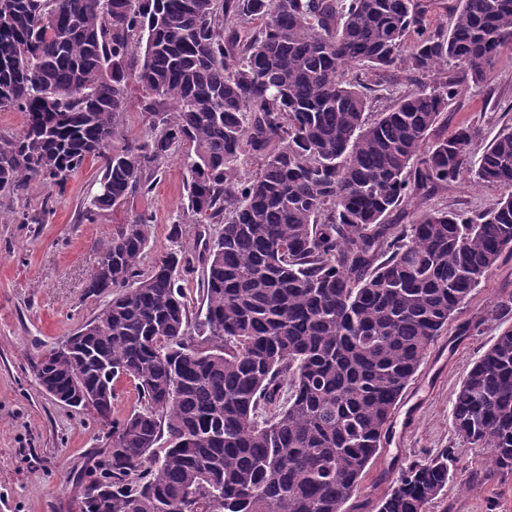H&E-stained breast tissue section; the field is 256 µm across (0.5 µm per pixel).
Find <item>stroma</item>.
<instances>
[{"label": "stroma", "instance_id": "1", "mask_svg": "<svg viewBox=\"0 0 512 512\" xmlns=\"http://www.w3.org/2000/svg\"><path fill=\"white\" fill-rule=\"evenodd\" d=\"M356 76L370 89L374 113L413 87L385 74L360 70ZM510 123L512 49L501 54L486 84L463 90L449 106L444 131L477 127L480 135L471 151L478 155ZM152 133L143 94L131 89L112 148L122 150ZM100 178L99 161L89 159L70 176L65 191L39 180L20 192L0 191V512H79L77 480L109 444V428L93 409L65 406L41 390L34 364L108 303V295L89 294L87 281L113 228L141 215L150 219L151 247L141 264L146 270L167 251L172 225L181 224L189 259L181 284L191 305H198L202 296L201 256L220 227L184 221L189 174L180 157L157 167L149 192L133 193L120 206L84 217ZM498 194L496 187L466 176L429 199L412 200L402 221L415 223L433 208L479 211ZM510 295L512 253H506L474 289L405 390L391 440L367 472L363 494L380 498L401 466L457 446L451 425L454 392L472 362L512 325V313L493 312L495 303ZM471 321L475 329L459 333V324ZM491 499L497 504L492 512H512V479L474 491L449 485L428 512H491Z\"/></svg>", "mask_w": 512, "mask_h": 512}]
</instances>
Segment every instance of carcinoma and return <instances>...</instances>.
<instances>
[{
	"instance_id": "carcinoma-1",
	"label": "carcinoma",
	"mask_w": 512,
	"mask_h": 512,
	"mask_svg": "<svg viewBox=\"0 0 512 512\" xmlns=\"http://www.w3.org/2000/svg\"><path fill=\"white\" fill-rule=\"evenodd\" d=\"M430 14L424 0H0V110L26 117L0 139V190L61 188L94 158L90 217L149 189L150 165L180 150L188 218L222 225L193 319L181 226L142 272L150 220L118 225L87 285L112 299L70 357L39 360L44 392L80 382L77 406L99 415L112 413L115 378L139 390L140 409L112 422L80 481L83 494L112 472L81 512H426L450 483L512 478L510 325L451 412L488 463L458 472V449L445 448L379 500L361 495L429 349L512 252V126L478 157L477 128L436 133L462 87L512 49V0H457L448 29ZM359 67L433 83L370 121L369 87L347 77ZM133 84L155 132L115 152ZM245 153L261 164L242 180ZM465 173L500 196L473 215L392 223Z\"/></svg>"
}]
</instances>
